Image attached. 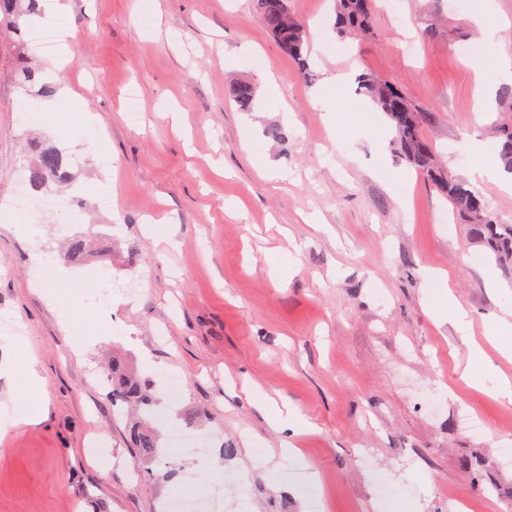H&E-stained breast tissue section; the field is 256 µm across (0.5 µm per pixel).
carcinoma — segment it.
Returning <instances> with one entry per match:
<instances>
[{
    "label": "carcinoma",
    "instance_id": "1",
    "mask_svg": "<svg viewBox=\"0 0 512 512\" xmlns=\"http://www.w3.org/2000/svg\"><path fill=\"white\" fill-rule=\"evenodd\" d=\"M333 30L340 38L366 35L373 29L375 0H334ZM255 11L261 17L267 33L302 70L308 69L304 24L290 10L289 0H253ZM0 14L9 20L10 32L20 30V24L33 25L43 18L40 0H0ZM20 83L26 94L34 99L54 95L55 84L42 78L33 67L22 64ZM360 89L378 109L391 120L396 130L397 146L402 158L412 167L426 174L431 184L452 205L455 213L471 225L474 237L485 243L495 260H512V224L498 219L490 209L485 196L467 182L456 179L437 165L430 143L422 133L424 111L409 99L400 87L391 81L365 74ZM256 90L253 84L240 82L232 88V98L244 112L253 109ZM502 143L501 158L512 170V120L497 125ZM72 172L66 168L62 152L52 146L39 145L30 168V183L37 190H45L51 183H66ZM112 383V404L135 405L149 411L153 398L151 384L131 372L120 358L112 359L106 368ZM135 446L147 454L160 447L155 433L148 426L147 416L131 427Z\"/></svg>",
    "mask_w": 512,
    "mask_h": 512
}]
</instances>
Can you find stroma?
Here are the masks:
<instances>
[{
	"label": "stroma",
	"instance_id": "obj_1",
	"mask_svg": "<svg viewBox=\"0 0 512 512\" xmlns=\"http://www.w3.org/2000/svg\"><path fill=\"white\" fill-rule=\"evenodd\" d=\"M69 52L22 46L0 30V201L11 198L27 141L61 149L75 187L104 180L112 212L68 195L34 217L32 246L0 223V313L17 325L0 340V403L17 388L39 422L0 435V512H162L173 489L163 464L131 443L108 383L88 365L119 356L150 380L156 407L176 423L200 421L216 440L207 455L173 457L196 489L224 486L217 512H512V401L492 394L491 372L512 377V331L496 318L512 298V264L489 258L469 225L402 159L395 130L366 111L357 77L397 82L426 110L423 132L458 178L479 163L477 143L500 161L492 132L506 84L479 107L468 52L494 77L499 45L483 40L471 0H402L404 23L377 0L374 32L327 54L320 31L333 0H290L305 23L309 73L268 37L252 0H60ZM65 79L37 102L50 122L26 126L16 79L22 59ZM345 82L330 97L329 75ZM252 83L263 105L242 112L231 85ZM89 246L72 260L65 244ZM50 252L64 277L38 279L33 257ZM139 275L141 296L113 292L109 311L88 316L67 284ZM456 300L467 332L448 314ZM67 302L87 339L77 343L59 309ZM184 390L169 404L168 375ZM258 385L295 407L283 432ZM120 453L108 467L96 441ZM300 463L283 459V443ZM233 453L221 469L222 446ZM264 449L257 458L256 449ZM139 481H132L131 470ZM250 477L241 507L225 475Z\"/></svg>",
	"mask_w": 512,
	"mask_h": 512
}]
</instances>
